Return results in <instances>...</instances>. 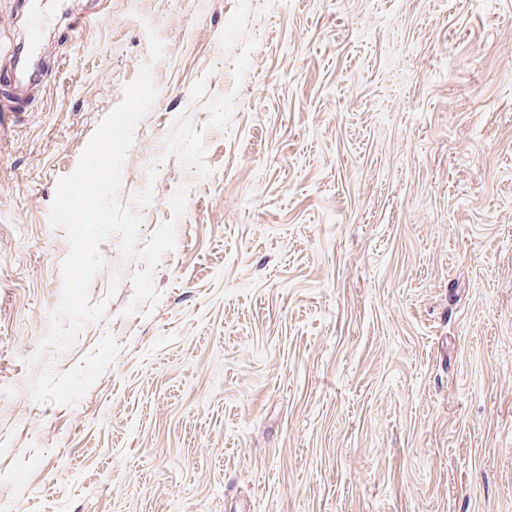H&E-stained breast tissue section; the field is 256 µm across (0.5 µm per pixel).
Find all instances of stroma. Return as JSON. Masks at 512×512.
I'll list each match as a JSON object with an SVG mask.
<instances>
[{
	"label": "stroma",
	"instance_id": "obj_1",
	"mask_svg": "<svg viewBox=\"0 0 512 512\" xmlns=\"http://www.w3.org/2000/svg\"><path fill=\"white\" fill-rule=\"evenodd\" d=\"M0 0V512H512V0H106L59 37ZM119 200L176 244L157 304L41 349L49 220L142 68ZM43 80L44 75L40 68L25 71L24 75L7 73L6 80L1 84L0 111L26 112L29 96L40 89Z\"/></svg>",
	"mask_w": 512,
	"mask_h": 512
}]
</instances>
